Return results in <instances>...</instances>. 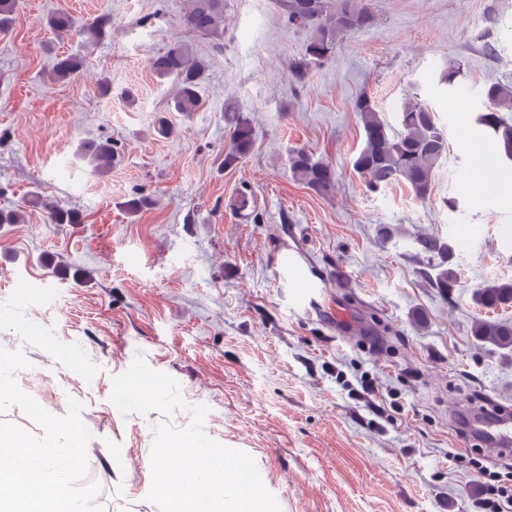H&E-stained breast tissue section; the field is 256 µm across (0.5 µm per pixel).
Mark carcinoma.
Returning a JSON list of instances; mask_svg holds the SVG:
<instances>
[{
  "label": "carcinoma",
  "instance_id": "cac0c4a2",
  "mask_svg": "<svg viewBox=\"0 0 512 512\" xmlns=\"http://www.w3.org/2000/svg\"><path fill=\"white\" fill-rule=\"evenodd\" d=\"M288 24L309 31L301 56L292 62L291 77L304 82L317 66L336 50L338 36L373 25L375 16L368 2L358 0H283ZM16 8V0H0V32L8 30ZM48 24L56 33L66 34L77 26V19L66 11L51 15ZM183 24L191 32L215 40L218 49L224 47V0H189L183 14ZM150 69L160 78H173L177 92L174 109L186 115L197 111L201 101L198 88L206 64L189 46L178 44L154 55ZM82 61L72 56L56 58L52 73L58 81H67L80 71ZM486 111L478 117L496 147L498 155L512 161V84L495 82L484 91ZM353 110L363 129L362 148L356 156L354 169L366 178L369 190L378 191L395 182L409 185L415 197L427 198L432 191V175L448 151V141L439 127L434 112L412 98L404 99L398 109L399 128H392L380 115L369 96L361 95ZM224 117L232 127V145L224 156L230 166L254 149V133L239 108L228 104ZM94 171L112 166L115 153L108 141L92 144L87 149ZM293 178L319 195L328 194L336 182V172L327 163L305 150L298 149L289 159ZM51 219L57 224H78L80 214L58 204L48 206ZM417 255L437 258L435 286L449 293L457 287L458 269L454 245L438 237L415 239ZM473 304L479 310L495 311L512 307V280H498L476 289ZM471 335L483 344L506 352L512 351V322L476 317Z\"/></svg>",
  "mask_w": 512,
  "mask_h": 512
}]
</instances>
